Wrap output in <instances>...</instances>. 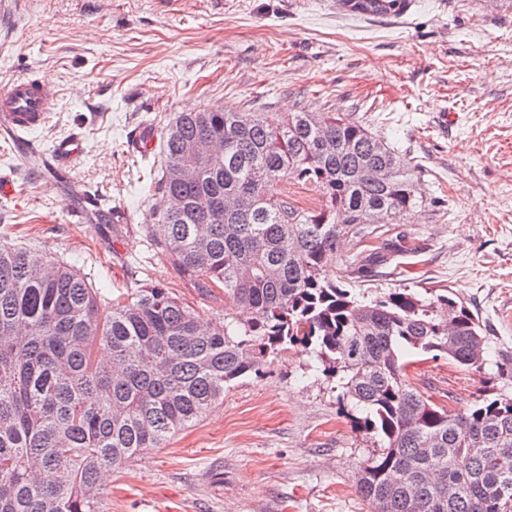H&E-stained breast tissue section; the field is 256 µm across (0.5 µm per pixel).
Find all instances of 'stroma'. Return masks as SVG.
I'll list each match as a JSON object with an SVG mask.
<instances>
[{"label": "stroma", "instance_id": "1", "mask_svg": "<svg viewBox=\"0 0 512 512\" xmlns=\"http://www.w3.org/2000/svg\"><path fill=\"white\" fill-rule=\"evenodd\" d=\"M0 14V88L29 76L57 92L51 119L0 132V242L64 261L108 297L159 285L204 320L243 318L222 290L185 281L153 241L161 149L131 151L177 113L353 112L406 155L431 203L386 224L391 250L361 273L327 268L367 297L449 289L482 319L484 370L418 362L408 379L459 413L512 394V0H415L379 18L337 0H14ZM83 134L61 183L54 140ZM104 194L103 216L88 205ZM336 375L297 346L224 392L195 426L105 473V512H372L356 482L378 437L351 424Z\"/></svg>", "mask_w": 512, "mask_h": 512}]
</instances>
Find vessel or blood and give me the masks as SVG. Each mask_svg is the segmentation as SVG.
Here are the masks:
<instances>
[{"mask_svg": "<svg viewBox=\"0 0 512 512\" xmlns=\"http://www.w3.org/2000/svg\"><path fill=\"white\" fill-rule=\"evenodd\" d=\"M341 4L356 14L383 17L408 12L413 0H341ZM55 99V93L37 80L26 78L12 82L0 89V131L16 136L44 126ZM84 153L85 142L81 134L57 139L51 150L50 179L57 181L68 177Z\"/></svg>", "mask_w": 512, "mask_h": 512, "instance_id": "1", "label": "vessel or blood"}]
</instances>
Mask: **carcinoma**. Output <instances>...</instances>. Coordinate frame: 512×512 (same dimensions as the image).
<instances>
[{
    "mask_svg": "<svg viewBox=\"0 0 512 512\" xmlns=\"http://www.w3.org/2000/svg\"><path fill=\"white\" fill-rule=\"evenodd\" d=\"M199 140L221 155L188 156ZM383 166L381 180L366 176ZM290 185L315 206L292 201ZM157 191L165 205L147 235H162L156 247L186 280L252 318L209 323L160 286L104 298L71 266L1 243L0 512H102V469L165 447L296 345L340 376V400L382 442L357 480L374 512H512V396L454 414L411 386L403 361L483 369L482 320L447 289L361 300L324 266L345 240L376 238L425 204L404 155L348 113L217 106L165 131Z\"/></svg>",
    "mask_w": 512,
    "mask_h": 512,
    "instance_id": "obj_1",
    "label": "carcinoma"
}]
</instances>
